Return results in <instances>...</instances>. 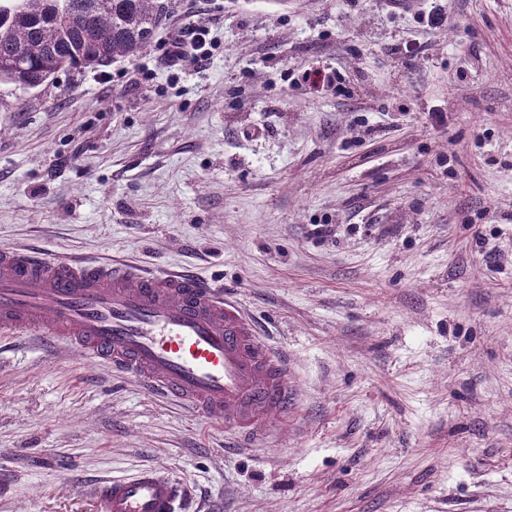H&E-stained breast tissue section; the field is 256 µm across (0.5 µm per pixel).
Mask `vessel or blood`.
Wrapping results in <instances>:
<instances>
[{
    "label": "vessel or blood",
    "instance_id": "b4317fda",
    "mask_svg": "<svg viewBox=\"0 0 512 512\" xmlns=\"http://www.w3.org/2000/svg\"><path fill=\"white\" fill-rule=\"evenodd\" d=\"M29 337L138 381L247 446L297 394L282 353L202 277L108 255L0 247V338ZM101 512H184L186 480L146 466L94 486Z\"/></svg>",
    "mask_w": 512,
    "mask_h": 512
}]
</instances>
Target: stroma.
<instances>
[{"mask_svg": "<svg viewBox=\"0 0 512 512\" xmlns=\"http://www.w3.org/2000/svg\"><path fill=\"white\" fill-rule=\"evenodd\" d=\"M167 3L157 36L209 28L203 69L152 45L0 83V246L208 279L287 357L297 404L239 447L15 339L0 512H100L93 484L142 466L205 512H512V0H442L437 29L428 0Z\"/></svg>", "mask_w": 512, "mask_h": 512, "instance_id": "stroma-1", "label": "stroma"}]
</instances>
